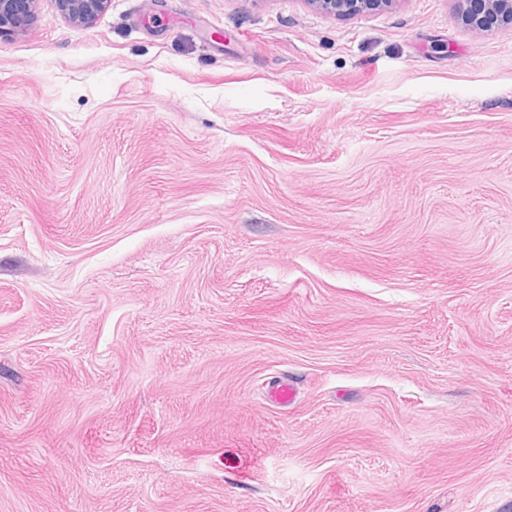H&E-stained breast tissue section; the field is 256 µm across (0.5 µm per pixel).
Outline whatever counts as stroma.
<instances>
[{
	"label": "stroma",
	"mask_w": 512,
	"mask_h": 512,
	"mask_svg": "<svg viewBox=\"0 0 512 512\" xmlns=\"http://www.w3.org/2000/svg\"><path fill=\"white\" fill-rule=\"evenodd\" d=\"M455 7L0 33V512H512V25Z\"/></svg>",
	"instance_id": "obj_1"
}]
</instances>
